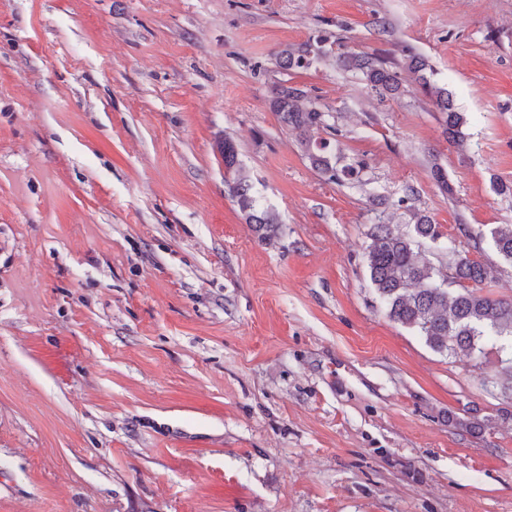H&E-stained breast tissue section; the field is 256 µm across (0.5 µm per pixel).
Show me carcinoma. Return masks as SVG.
Returning <instances> with one entry per match:
<instances>
[{
	"label": "carcinoma",
	"mask_w": 512,
	"mask_h": 512,
	"mask_svg": "<svg viewBox=\"0 0 512 512\" xmlns=\"http://www.w3.org/2000/svg\"><path fill=\"white\" fill-rule=\"evenodd\" d=\"M327 39L318 37L298 46L285 45L276 51L279 67L286 71L308 70L330 58L338 67L354 70L367 86L381 97H393L400 90L397 72L379 58L366 53L334 54L326 48ZM427 93L445 116L444 133L448 142L460 146L467 123L456 110L447 87L424 79ZM271 109L285 128L302 134L301 146L312 165L327 180L340 183L353 168H341L327 153L328 144L319 131L338 135V129L326 123L325 113L314 108L304 90L280 84L271 100ZM224 161V184L248 223L255 225L259 238L276 237L279 213L255 196L239 161L235 144L222 139L217 144ZM412 232H403L395 224L378 223L371 228L364 257L375 294L388 317L414 331L434 352L459 360L484 357L488 350L508 353L500 360L496 376L501 392L512 398V298H492L483 286L494 278V268L474 260L468 251L448 240L444 245L447 262L437 266L418 259L417 249L442 237L438 225L417 213ZM490 242L500 258L512 265V224H500L490 231Z\"/></svg>",
	"instance_id": "cac0c4a2"
}]
</instances>
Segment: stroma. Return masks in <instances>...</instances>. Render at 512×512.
Masks as SVG:
<instances>
[{"label": "stroma", "mask_w": 512, "mask_h": 512, "mask_svg": "<svg viewBox=\"0 0 512 512\" xmlns=\"http://www.w3.org/2000/svg\"><path fill=\"white\" fill-rule=\"evenodd\" d=\"M319 35L425 57L464 145L415 75L382 100L277 65ZM284 82L352 177L281 127ZM224 136L280 214L272 241L224 191ZM498 183L512 0H0V512H512L496 354L447 358L391 321L363 256L414 209L459 241L512 224ZM422 79L427 88V93L439 111L445 116L444 133L448 142L461 146L465 137L462 127L467 123L468 118L464 113L456 110L452 93L448 90V87H445L444 84L431 83V80L424 75H422ZM270 105L283 127L301 132V146L304 152L314 168L324 174L328 181L340 183L343 178L352 174V167L338 168L336 160L332 162V155L327 153L330 142L327 144L317 136L319 131L329 130L327 133L334 136L333 140L336 142L335 136L339 131L326 123L325 112H320L312 106L304 90L288 86L286 83L280 84L275 89Z\"/></svg>", "instance_id": "obj_1"}]
</instances>
